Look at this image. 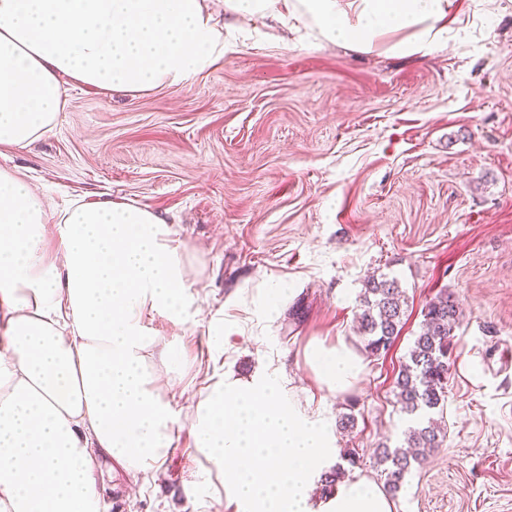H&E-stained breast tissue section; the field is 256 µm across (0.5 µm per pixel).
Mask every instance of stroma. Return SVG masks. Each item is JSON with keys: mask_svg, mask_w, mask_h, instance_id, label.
Masks as SVG:
<instances>
[{"mask_svg": "<svg viewBox=\"0 0 512 512\" xmlns=\"http://www.w3.org/2000/svg\"><path fill=\"white\" fill-rule=\"evenodd\" d=\"M460 38L429 57L360 54L309 30L276 39L245 25L223 61L146 91L71 85L56 127L0 146V168L29 174L46 203L110 199L169 220L193 297L186 322L144 324L183 360L171 372L176 445L155 481L108 512H191V413L182 390L220 368L284 369L294 398L330 424L353 413L338 448L350 475L382 480L374 451L409 425L393 391L426 302L460 306L445 437L412 464L397 512H512V0H456ZM397 279L405 325L385 358L365 357L350 391L322 390L310 340L360 344L368 277ZM281 293L268 311V289ZM231 332L215 344L216 330Z\"/></svg>", "mask_w": 512, "mask_h": 512, "instance_id": "stroma-1", "label": "stroma"}]
</instances>
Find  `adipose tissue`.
<instances>
[{
	"mask_svg": "<svg viewBox=\"0 0 512 512\" xmlns=\"http://www.w3.org/2000/svg\"><path fill=\"white\" fill-rule=\"evenodd\" d=\"M455 0H224L243 21L302 26L361 53L426 57L459 35ZM210 0H0V145L24 148L64 111L65 79L116 91L183 83L223 59ZM61 227L43 253L44 228ZM165 220L141 205L71 200L47 212L38 185L0 169V512H104L112 474L156 475L179 435L165 372L180 358L144 325L185 322V267ZM160 358L164 371L152 368ZM322 389L359 380L353 345L309 342ZM192 508L222 483L234 512H396L376 480L316 495L339 455L321 412L300 408L273 364L232 371L189 397Z\"/></svg>",
	"mask_w": 512,
	"mask_h": 512,
	"instance_id": "ef3b65f1",
	"label": "adipose tissue"
}]
</instances>
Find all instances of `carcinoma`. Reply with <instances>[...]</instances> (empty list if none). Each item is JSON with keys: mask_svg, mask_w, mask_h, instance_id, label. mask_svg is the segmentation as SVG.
Returning a JSON list of instances; mask_svg holds the SVG:
<instances>
[{"mask_svg": "<svg viewBox=\"0 0 512 512\" xmlns=\"http://www.w3.org/2000/svg\"><path fill=\"white\" fill-rule=\"evenodd\" d=\"M360 303L358 332L364 350L379 357L399 335L407 305L406 292L395 279L371 277L362 288ZM422 313V331L415 336L407 361L400 365L394 391L400 411L423 420L408 428L404 445L377 449V463L383 467L386 490L393 496L400 491L411 464L425 459L441 442L432 412L444 406L447 398L448 355L461 316L457 300L446 292L426 303Z\"/></svg>", "mask_w": 512, "mask_h": 512, "instance_id": "cac0c4a2", "label": "carcinoma"}]
</instances>
